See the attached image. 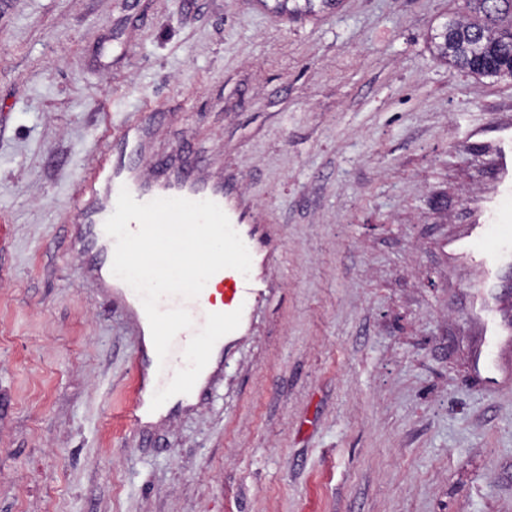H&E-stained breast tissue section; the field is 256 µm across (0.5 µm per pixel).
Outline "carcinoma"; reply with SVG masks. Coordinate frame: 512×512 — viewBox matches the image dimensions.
<instances>
[{
    "instance_id": "carcinoma-1",
    "label": "carcinoma",
    "mask_w": 512,
    "mask_h": 512,
    "mask_svg": "<svg viewBox=\"0 0 512 512\" xmlns=\"http://www.w3.org/2000/svg\"><path fill=\"white\" fill-rule=\"evenodd\" d=\"M340 0H274L293 18L337 8ZM466 15L450 17L431 34L434 55L482 77H512V0H464Z\"/></svg>"
}]
</instances>
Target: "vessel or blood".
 Wrapping results in <instances>:
<instances>
[{
  "label": "vessel or blood",
  "mask_w": 512,
  "mask_h": 512,
  "mask_svg": "<svg viewBox=\"0 0 512 512\" xmlns=\"http://www.w3.org/2000/svg\"><path fill=\"white\" fill-rule=\"evenodd\" d=\"M114 118L116 132L111 154L98 156L74 195L82 273L101 288L110 305L120 308L125 317L137 320L141 336L150 335L140 297L112 273L115 240L104 230L123 187L140 202L181 197L217 203L252 259L249 274L231 268L220 270L197 298L166 296L160 300L159 306L164 310L185 308L193 325L189 331L177 334L164 363L134 364V399L125 420L138 429L172 399H193L207 388L215 371L214 349L222 346L225 337L241 330L250 308L263 302L272 288L266 269L276 258L279 242L273 228L254 221L235 182L205 179L197 163L180 156L158 166L156 171L145 170L144 152L156 115L135 123L122 112L115 113ZM483 147L494 158L490 185L475 197L465 221L467 232L451 248L481 265L478 309L486 313L496 300L500 270L512 267V124H501Z\"/></svg>",
  "instance_id": "1"
}]
</instances>
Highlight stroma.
<instances>
[{
	"instance_id": "35a3bbf8",
	"label": "stroma",
	"mask_w": 512,
	"mask_h": 512,
	"mask_svg": "<svg viewBox=\"0 0 512 512\" xmlns=\"http://www.w3.org/2000/svg\"><path fill=\"white\" fill-rule=\"evenodd\" d=\"M463 0H0V512H512V386L476 370L487 181L512 78L436 60ZM158 109L278 232L208 400L126 425L137 338L81 277L70 201L117 112ZM272 9L292 18L336 9L340 0H274Z\"/></svg>"
}]
</instances>
